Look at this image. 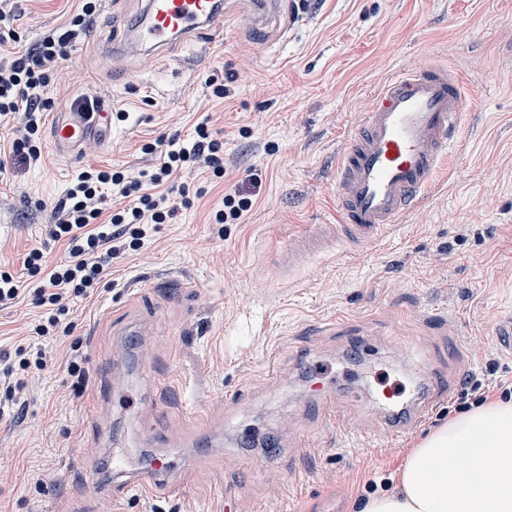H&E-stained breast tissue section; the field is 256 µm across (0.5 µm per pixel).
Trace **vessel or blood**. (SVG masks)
<instances>
[{
	"mask_svg": "<svg viewBox=\"0 0 512 512\" xmlns=\"http://www.w3.org/2000/svg\"><path fill=\"white\" fill-rule=\"evenodd\" d=\"M286 0H140L134 21L106 44L105 59L159 65L184 47L199 49L201 40L220 42L227 26L244 20L263 30L283 16ZM464 89L458 74L437 65L394 72L362 102L356 133L347 138L336 169L334 224H317L291 236L282 254L284 266L300 265L314 253L330 251L345 237L364 251L425 197L433 179L459 138L458 118ZM49 136L56 151L78 157L93 144L112 136L108 112L77 107L54 113ZM462 375H431L414 400L401 405L394 388L375 399L377 415L390 439L406 436L461 385ZM318 416L336 423V399L318 389ZM174 463L167 452L130 466L113 462L112 499L124 504L130 494L153 497L178 489Z\"/></svg>",
	"mask_w": 512,
	"mask_h": 512,
	"instance_id": "obj_1",
	"label": "vessel or blood"
}]
</instances>
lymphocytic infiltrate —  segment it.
I'll return each instance as SVG.
<instances>
[{
    "label": "lymphocytic infiltrate",
    "mask_w": 512,
    "mask_h": 512,
    "mask_svg": "<svg viewBox=\"0 0 512 512\" xmlns=\"http://www.w3.org/2000/svg\"><path fill=\"white\" fill-rule=\"evenodd\" d=\"M101 6L102 0H83L80 11L63 30L44 34L33 52L0 61V119L11 123L16 133L12 154L25 164L42 160L44 116L55 105L46 89ZM142 151L149 155L150 163L138 173L90 166L75 175L45 227L50 240L66 242L63 259L48 262L38 247L26 255L24 266L32 285L33 304L40 311L34 332L47 344L32 356L25 348H18L16 366L0 372L6 398H14L25 387L24 381L14 379V372L41 371L52 363L54 351L49 340L57 337L76 300L99 290L114 245L138 249L148 225L169 223L179 207L190 206L188 188L172 186L173 175L190 166L211 171L217 178L224 175V142L204 124L196 127L192 137L175 135L164 147L148 143Z\"/></svg>",
    "instance_id": "obj_1"
}]
</instances>
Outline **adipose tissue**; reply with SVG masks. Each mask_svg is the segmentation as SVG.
Returning a JSON list of instances; mask_svg holds the SVG:
<instances>
[{"mask_svg": "<svg viewBox=\"0 0 512 512\" xmlns=\"http://www.w3.org/2000/svg\"><path fill=\"white\" fill-rule=\"evenodd\" d=\"M487 454L492 480L481 464ZM400 482L363 512H512V401L490 402L433 432L409 454Z\"/></svg>", "mask_w": 512, "mask_h": 512, "instance_id": "1", "label": "adipose tissue"}]
</instances>
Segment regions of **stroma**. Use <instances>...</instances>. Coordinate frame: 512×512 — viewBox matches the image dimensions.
<instances>
[{
    "label": "stroma",
    "mask_w": 512,
    "mask_h": 512,
    "mask_svg": "<svg viewBox=\"0 0 512 512\" xmlns=\"http://www.w3.org/2000/svg\"><path fill=\"white\" fill-rule=\"evenodd\" d=\"M79 0H26L12 22L16 54L65 26ZM128 9L104 0L72 53L66 96L97 89L113 111L108 145L73 163L44 146L42 165L10 155L13 132L0 123V264L24 276L28 250L46 243L50 259L64 242L43 228L81 166H143L142 144L190 135L208 122L224 138V178L182 171L177 181L203 189L191 208L150 228L141 248L112 255L100 290L80 300L68 335L54 341L57 361L36 375L0 414V512H114L104 445L141 453L143 405L167 384L156 426L175 464L192 460L184 493L132 499L127 512H315L324 499L362 512L371 493L399 489L409 452L475 399L451 396L402 442L388 440L365 403L383 386L423 385L447 369L449 344L463 343V390L491 379L512 381V357L477 351L493 344L512 313V0H303L311 20L260 44L242 26L191 70L176 61L113 75L101 48ZM435 63L464 80L461 140L451 148L429 197L359 255L340 239L325 255L284 268L289 232L336 219V160L356 130L359 99L395 70ZM229 95L208 104L209 77ZM250 198L240 223L215 224L225 194ZM169 270L191 289L157 285ZM121 308L149 336H120L97 318ZM347 314L363 343L347 361L348 337L328 329ZM37 315L29 292L0 304V360L27 340ZM276 351L279 378L266 383ZM125 356L120 379L109 364ZM87 371L75 386L70 362ZM339 398L336 428L318 419L313 381ZM376 440L360 445L361 432ZM304 434L308 446L290 440ZM277 449L268 457V449Z\"/></svg>",
    "instance_id": "35a3bbf8"
}]
</instances>
